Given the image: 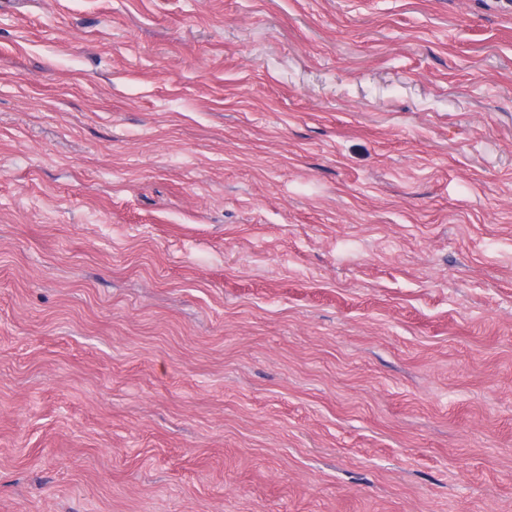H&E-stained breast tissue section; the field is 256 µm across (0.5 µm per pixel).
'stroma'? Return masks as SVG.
Returning <instances> with one entry per match:
<instances>
[{"label": "stroma", "instance_id": "stroma-1", "mask_svg": "<svg viewBox=\"0 0 512 512\" xmlns=\"http://www.w3.org/2000/svg\"><path fill=\"white\" fill-rule=\"evenodd\" d=\"M0 512H512V0H0Z\"/></svg>", "mask_w": 512, "mask_h": 512}]
</instances>
